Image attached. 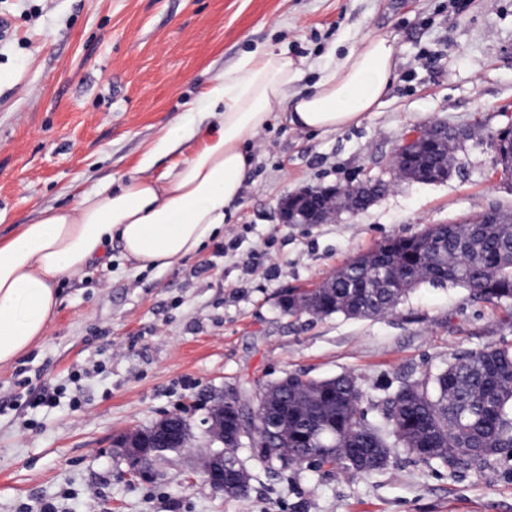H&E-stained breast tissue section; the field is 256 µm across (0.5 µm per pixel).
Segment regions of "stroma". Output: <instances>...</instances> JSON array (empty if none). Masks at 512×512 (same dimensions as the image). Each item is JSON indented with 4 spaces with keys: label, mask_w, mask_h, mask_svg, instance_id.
Returning <instances> with one entry per match:
<instances>
[{
    "label": "stroma",
    "mask_w": 512,
    "mask_h": 512,
    "mask_svg": "<svg viewBox=\"0 0 512 512\" xmlns=\"http://www.w3.org/2000/svg\"><path fill=\"white\" fill-rule=\"evenodd\" d=\"M0 236L80 191L127 179L160 130L245 51L283 46L310 88L334 46L395 39L396 77L378 111L332 133L280 116L248 147L242 198L195 256L136 269L120 247L60 285L44 337L0 366V512H512V454L496 476L400 458L370 475L264 469L238 500L204 482L213 396L255 409L260 385L293 372L358 377L373 400L454 355L512 343V303L474 300L452 282L421 284L388 314L289 316L277 298L309 288L386 238L458 224L498 205L512 179L496 139L512 127V0H0ZM441 122L467 130L448 179L393 173L397 146ZM381 178L367 209L323 224L281 223L303 187ZM55 405L39 406L43 389ZM168 413L186 448L153 482L128 476L114 435Z\"/></svg>",
    "instance_id": "35a3bbf8"
}]
</instances>
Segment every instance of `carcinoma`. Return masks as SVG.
Wrapping results in <instances>:
<instances>
[{
  "instance_id": "cac0c4a2",
  "label": "carcinoma",
  "mask_w": 512,
  "mask_h": 512,
  "mask_svg": "<svg viewBox=\"0 0 512 512\" xmlns=\"http://www.w3.org/2000/svg\"><path fill=\"white\" fill-rule=\"evenodd\" d=\"M416 164L450 172L447 150L421 154ZM385 257L400 279H382L372 251L350 259L326 288H290L279 296L283 313L304 310L317 316L375 317L393 308L419 284L447 280L488 303H512V213L482 212L463 224H433L411 236H394ZM265 414L283 431L276 439L259 432L264 446L254 449L260 463L280 468L330 466L369 475L395 466L403 451L418 461H437L453 472L493 469L498 455L512 450V344L499 343L454 357L448 367L409 380L385 396L381 417L368 420L369 395L353 375L332 379L291 373L262 391ZM167 414L146 429L148 435L183 425ZM250 476L241 469L224 484V497L243 498Z\"/></svg>"
}]
</instances>
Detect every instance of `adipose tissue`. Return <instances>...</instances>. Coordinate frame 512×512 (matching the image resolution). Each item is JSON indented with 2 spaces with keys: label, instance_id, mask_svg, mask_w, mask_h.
<instances>
[{
  "label": "adipose tissue",
  "instance_id": "1",
  "mask_svg": "<svg viewBox=\"0 0 512 512\" xmlns=\"http://www.w3.org/2000/svg\"><path fill=\"white\" fill-rule=\"evenodd\" d=\"M393 39L367 37L325 69L311 89L287 49L246 52L196 103L164 127L155 147L192 151L164 173L82 192L0 237V366L42 339L57 314L59 283L90 262L109 266L113 246L139 268L167 269L197 254L242 195L246 147L282 111L293 128L334 132L377 111L395 78Z\"/></svg>",
  "mask_w": 512,
  "mask_h": 512
}]
</instances>
